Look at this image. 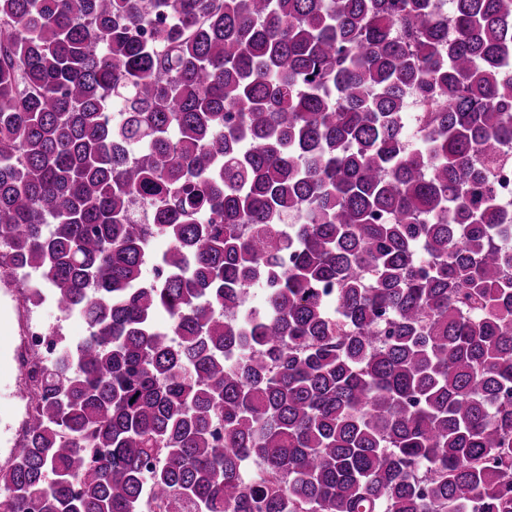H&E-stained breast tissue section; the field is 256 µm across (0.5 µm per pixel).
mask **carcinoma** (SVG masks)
Returning a JSON list of instances; mask_svg holds the SVG:
<instances>
[{"label": "carcinoma", "instance_id": "obj_1", "mask_svg": "<svg viewBox=\"0 0 512 512\" xmlns=\"http://www.w3.org/2000/svg\"><path fill=\"white\" fill-rule=\"evenodd\" d=\"M510 56L512 0H0V274L88 325L0 512H512Z\"/></svg>", "mask_w": 512, "mask_h": 512}]
</instances>
